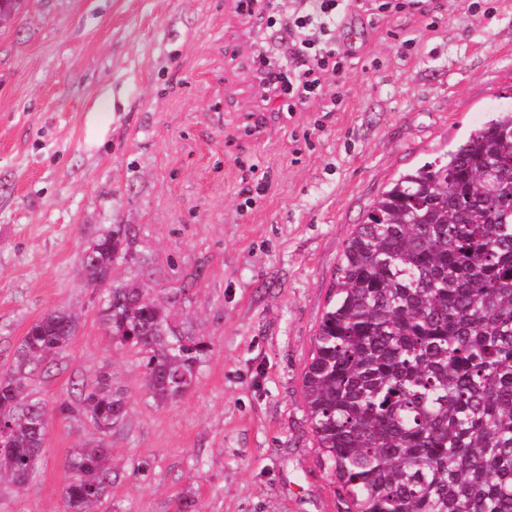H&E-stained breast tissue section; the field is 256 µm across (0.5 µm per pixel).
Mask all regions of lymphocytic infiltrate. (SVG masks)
Returning a JSON list of instances; mask_svg holds the SVG:
<instances>
[{
	"label": "lymphocytic infiltrate",
	"instance_id": "f902f5d3",
	"mask_svg": "<svg viewBox=\"0 0 512 512\" xmlns=\"http://www.w3.org/2000/svg\"><path fill=\"white\" fill-rule=\"evenodd\" d=\"M345 16L342 0H306L302 9L285 17L268 0L258 17L262 42L252 70L273 111H295L320 92L323 73L342 74L349 52L338 31Z\"/></svg>",
	"mask_w": 512,
	"mask_h": 512
}]
</instances>
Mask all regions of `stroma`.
I'll return each mask as SVG.
<instances>
[{
    "label": "stroma",
    "mask_w": 512,
    "mask_h": 512,
    "mask_svg": "<svg viewBox=\"0 0 512 512\" xmlns=\"http://www.w3.org/2000/svg\"><path fill=\"white\" fill-rule=\"evenodd\" d=\"M349 15L365 35L343 78L294 112L262 111L234 0H24L0 29V375L42 315L79 319L28 381L51 413L33 477H0V512H65L70 455L101 441L100 512H349L303 391L334 272L389 182L512 106V0ZM117 228L114 280L150 286L210 345L166 402L102 329L79 262ZM102 374L126 398L104 438L55 411Z\"/></svg>",
    "instance_id": "1"
}]
</instances>
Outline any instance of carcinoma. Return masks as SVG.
<instances>
[{
	"label": "carcinoma",
	"instance_id": "obj_1",
	"mask_svg": "<svg viewBox=\"0 0 512 512\" xmlns=\"http://www.w3.org/2000/svg\"><path fill=\"white\" fill-rule=\"evenodd\" d=\"M126 234L92 240L80 264L102 328L146 353V387L167 401L209 350L176 334L150 288L114 284ZM78 321L33 323L0 379V474L33 473L45 405L30 369L69 345ZM311 431L352 512H512V108L455 149L399 175L345 242L304 373ZM125 397L101 376L62 414L112 427ZM66 512H95L111 483L107 446L68 459Z\"/></svg>",
	"mask_w": 512,
	"mask_h": 512
}]
</instances>
